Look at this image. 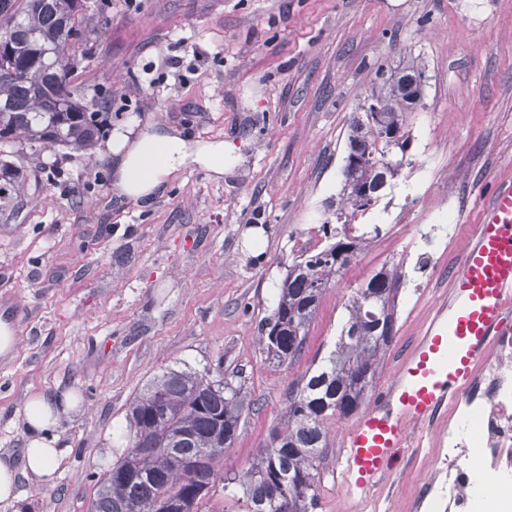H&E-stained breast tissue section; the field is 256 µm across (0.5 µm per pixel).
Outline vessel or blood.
<instances>
[{
    "mask_svg": "<svg viewBox=\"0 0 512 512\" xmlns=\"http://www.w3.org/2000/svg\"><path fill=\"white\" fill-rule=\"evenodd\" d=\"M512 313V184L499 187L463 254L448 296L389 384L344 435L350 494L365 497L396 465L411 428L457 398L491 336Z\"/></svg>",
    "mask_w": 512,
    "mask_h": 512,
    "instance_id": "1",
    "label": "vessel or blood"
}]
</instances>
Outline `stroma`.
Returning <instances> with one entry per match:
<instances>
[{"instance_id": "obj_1", "label": "stroma", "mask_w": 512, "mask_h": 512, "mask_svg": "<svg viewBox=\"0 0 512 512\" xmlns=\"http://www.w3.org/2000/svg\"><path fill=\"white\" fill-rule=\"evenodd\" d=\"M108 130L92 156L13 145L37 179L0 207V323L20 327L0 355V450L20 456V415L35 395L72 388L85 409L57 429L70 453L53 488L21 482L28 512H91L97 481L127 441L130 403L167 369L240 387L250 407L224 451L246 470L281 426L288 393L332 349L345 305L382 266L402 280L396 334L374 385L392 379L444 298L496 185L512 183V0H104L88 27ZM419 63L401 175L360 221L374 239L328 289L302 355L276 364L259 343L300 237L333 221L352 118L379 70ZM176 134L237 155L218 175L188 157L148 198L116 184V135ZM53 169L41 171L47 156ZM352 417L327 422L313 512H444L422 494L445 450L427 425L362 499L341 478Z\"/></svg>"}]
</instances>
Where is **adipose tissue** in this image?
Listing matches in <instances>:
<instances>
[{
	"mask_svg": "<svg viewBox=\"0 0 512 512\" xmlns=\"http://www.w3.org/2000/svg\"><path fill=\"white\" fill-rule=\"evenodd\" d=\"M116 144L125 151L119 168L120 184L137 196L150 193L186 155L184 142L176 137L146 134L133 143L121 137ZM79 404L80 395L72 389L42 393L26 403L22 413L26 446L21 460L0 453V503L18 506L16 487L22 479L38 488L54 486L55 474L69 454L68 449L59 447L56 429Z\"/></svg>",
	"mask_w": 512,
	"mask_h": 512,
	"instance_id": "ef3b65f1",
	"label": "adipose tissue"
}]
</instances>
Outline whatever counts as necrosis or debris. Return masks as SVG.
Instances as JSON below:
<instances>
[{
	"label": "necrosis or debris",
	"mask_w": 512,
	"mask_h": 512,
	"mask_svg": "<svg viewBox=\"0 0 512 512\" xmlns=\"http://www.w3.org/2000/svg\"><path fill=\"white\" fill-rule=\"evenodd\" d=\"M448 512L508 508L512 501L478 483L476 469L512 476V332L497 336L459 402L448 407Z\"/></svg>",
	"instance_id": "1"
}]
</instances>
